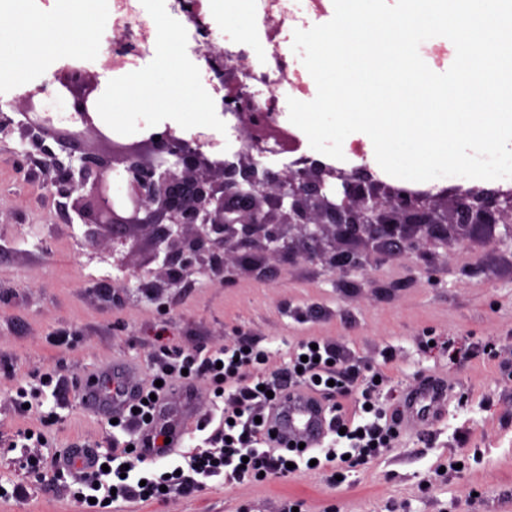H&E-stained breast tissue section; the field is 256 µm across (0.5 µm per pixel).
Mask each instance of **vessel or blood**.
Segmentation results:
<instances>
[{
    "instance_id": "b4317fda",
    "label": "vessel or blood",
    "mask_w": 512,
    "mask_h": 512,
    "mask_svg": "<svg viewBox=\"0 0 512 512\" xmlns=\"http://www.w3.org/2000/svg\"><path fill=\"white\" fill-rule=\"evenodd\" d=\"M132 394L133 387L125 378L109 380L99 375L85 387L83 399L91 412L112 417L124 414ZM447 394L444 387L428 386L408 395L406 405L426 417L440 407ZM266 430L272 435L273 446L287 448L301 443L306 450H314L328 431L325 409L307 391H291L276 410L267 414Z\"/></svg>"
}]
</instances>
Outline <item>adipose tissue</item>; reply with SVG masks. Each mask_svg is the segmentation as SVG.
<instances>
[{
  "instance_id": "obj_1",
  "label": "adipose tissue",
  "mask_w": 512,
  "mask_h": 512,
  "mask_svg": "<svg viewBox=\"0 0 512 512\" xmlns=\"http://www.w3.org/2000/svg\"><path fill=\"white\" fill-rule=\"evenodd\" d=\"M86 2L63 0L67 15L63 22L54 19L37 21L26 14H19L13 28L0 29V65H19L41 56L47 47L59 53L74 50L77 46L74 33L78 26L85 23ZM194 80V74L183 68L172 55H160L152 73L134 76L128 83L126 95L116 94L106 101L104 114L111 120L134 126L146 115L148 109L164 103L165 95L171 87H179Z\"/></svg>"
}]
</instances>
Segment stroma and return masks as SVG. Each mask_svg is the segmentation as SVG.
<instances>
[{"label":"stroma","mask_w":512,"mask_h":512,"mask_svg":"<svg viewBox=\"0 0 512 512\" xmlns=\"http://www.w3.org/2000/svg\"><path fill=\"white\" fill-rule=\"evenodd\" d=\"M176 57L201 80L206 117L182 107L152 110L149 126L221 136L222 95L197 44L176 15ZM102 94L131 73L97 62V27L76 35ZM19 133H0V512H87L59 458L69 448L107 454L135 440L82 402L85 382L108 367L149 389L167 352L195 355L248 336L271 371L284 373L299 346L319 339L342 352L362 379L379 376L378 408L394 425L387 450L334 478L331 468H300L264 483L216 478L192 494L112 504L111 512H283L301 500L308 512H512V246L480 229L470 244L424 243L401 257L383 244L362 251L361 270L343 275L322 262L271 259L262 270L227 265L169 282L148 237L138 245H93L65 199L46 185ZM438 378L448 400L436 418L405 422L403 401ZM164 418L182 448L203 445L227 405L207 378L166 388ZM26 447L10 448L22 431Z\"/></svg>","instance_id":"1"}]
</instances>
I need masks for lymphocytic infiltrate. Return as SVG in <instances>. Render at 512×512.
I'll return each mask as SVG.
<instances>
[{
	"label": "lymphocytic infiltrate",
	"instance_id": "1",
	"mask_svg": "<svg viewBox=\"0 0 512 512\" xmlns=\"http://www.w3.org/2000/svg\"><path fill=\"white\" fill-rule=\"evenodd\" d=\"M303 354L305 361L301 368L307 387L328 386L333 393L341 396L357 386V377L341 367L340 354L334 346L322 344L314 349L307 345L303 348ZM263 362L261 351L252 341L244 338L233 346L210 354L198 364L189 358L180 362L166 360L160 363L156 377L162 384L176 378L182 370L195 367L200 373L208 375L218 390L234 387V398L239 408L233 413L231 423L224 426L226 440L223 446L185 452L177 468L162 466L155 468L152 474H145L141 469L142 463L146 461L148 453L165 450V440L170 437L171 430L158 423L164 406L162 385L151 393L139 392L132 419L138 426L151 427L152 437L147 440L145 447L123 451V463L106 470L97 460L91 469L80 471L81 488L76 492L77 498L90 503L92 512H108L107 501L114 496L125 500L151 501L162 498L167 490L182 494L202 491L207 480L216 476L223 477L228 483L256 482L264 473L285 477L289 474V464L297 465L311 460L337 467H355L366 464L388 446V427L374 421L363 424L359 429L347 428L338 444L310 454L253 448L251 438L260 429L252 412L253 401L265 399L269 394L278 398L285 391L282 384L260 376L258 367Z\"/></svg>",
	"mask_w": 512,
	"mask_h": 512
}]
</instances>
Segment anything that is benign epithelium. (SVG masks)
Instances as JSON below:
<instances>
[{
  "label": "benign epithelium",
  "mask_w": 512,
  "mask_h": 512,
  "mask_svg": "<svg viewBox=\"0 0 512 512\" xmlns=\"http://www.w3.org/2000/svg\"><path fill=\"white\" fill-rule=\"evenodd\" d=\"M98 86L93 74L60 69L18 100L22 120L0 117V130H19L46 158L48 181L73 198L89 242L149 232L172 281L197 265L222 273L230 257L248 271L288 257L348 274L362 266L359 245L386 242L403 256L423 242L467 240L482 226L501 224L500 239L512 241L511 191L470 188L450 199L311 159L281 171L260 168L253 155L260 142L292 149L296 140L278 113L255 111L242 91L230 95L241 147L228 160L203 149L200 137L168 127L118 139L97 123ZM59 91L71 105L66 120L49 105ZM442 199L451 209L439 206Z\"/></svg>",
  "instance_id": "1"
}]
</instances>
